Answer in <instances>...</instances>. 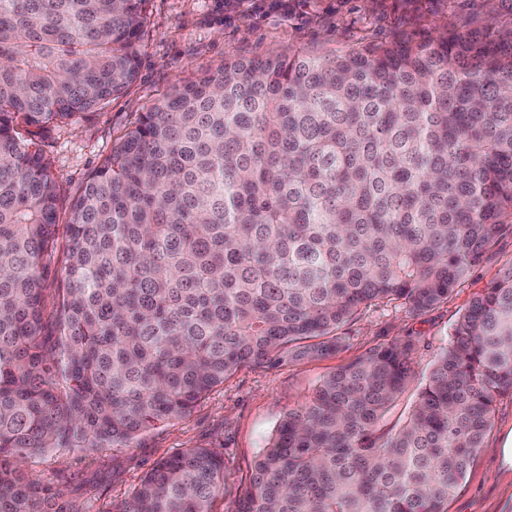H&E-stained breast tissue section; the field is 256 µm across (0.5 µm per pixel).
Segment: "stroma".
<instances>
[{"mask_svg": "<svg viewBox=\"0 0 512 512\" xmlns=\"http://www.w3.org/2000/svg\"><path fill=\"white\" fill-rule=\"evenodd\" d=\"M494 14L512 23V0H149L140 67L134 83L102 108L71 123L44 129L37 142L60 185L58 213L67 222L72 197L87 175L178 81L221 65L225 56L251 59L302 51L330 55L403 37L438 35L453 20ZM512 262V237H502L493 257L426 314H409L400 302L372 308L339 331L336 353L276 368L247 364L214 387L190 416L144 433L122 448L60 449L26 468L57 486L78 512H107L131 499L158 461L188 448H208L224 460V491L212 512H235L250 487L255 458L289 409L309 398L319 381L370 349L397 340L417 345L414 377L385 415V426L408 413L430 367L448 344L452 325L504 265ZM512 433V394L500 396L485 438L465 479L448 500V512H512V470L495 453Z\"/></svg>", "mask_w": 512, "mask_h": 512, "instance_id": "stroma-1", "label": "stroma"}]
</instances>
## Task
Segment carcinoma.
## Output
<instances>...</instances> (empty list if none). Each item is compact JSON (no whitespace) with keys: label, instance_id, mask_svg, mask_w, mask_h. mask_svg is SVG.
Masks as SVG:
<instances>
[{"label":"carcinoma","instance_id":"obj_1","mask_svg":"<svg viewBox=\"0 0 512 512\" xmlns=\"http://www.w3.org/2000/svg\"><path fill=\"white\" fill-rule=\"evenodd\" d=\"M148 0H0V512H78L24 463L120 448L246 362L318 358L395 301L422 315L512 235V26L335 55L227 58L143 113L57 224L34 129L137 78ZM62 253L53 331L42 281ZM375 347L289 410L237 512H448L512 393V265L453 326ZM189 448L110 512H210Z\"/></svg>","mask_w":512,"mask_h":512}]
</instances>
